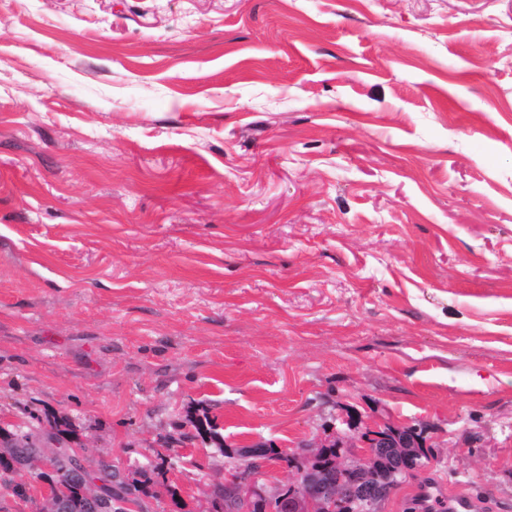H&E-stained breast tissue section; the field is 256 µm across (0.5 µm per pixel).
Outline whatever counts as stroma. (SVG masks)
Returning <instances> with one entry per match:
<instances>
[{"label":"stroma","instance_id":"stroma-1","mask_svg":"<svg viewBox=\"0 0 512 512\" xmlns=\"http://www.w3.org/2000/svg\"><path fill=\"white\" fill-rule=\"evenodd\" d=\"M349 412L512 512V0H0V428L203 512Z\"/></svg>","mask_w":512,"mask_h":512}]
</instances>
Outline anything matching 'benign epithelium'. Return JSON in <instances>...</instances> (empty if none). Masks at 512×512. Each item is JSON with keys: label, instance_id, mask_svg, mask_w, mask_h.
Returning <instances> with one entry per match:
<instances>
[{"label": "benign epithelium", "instance_id": "benign-epithelium-1", "mask_svg": "<svg viewBox=\"0 0 512 512\" xmlns=\"http://www.w3.org/2000/svg\"><path fill=\"white\" fill-rule=\"evenodd\" d=\"M358 442L365 448L360 460L348 461L340 455L331 470L303 468L298 481L281 484L271 494L257 479L269 456L258 445L244 448L239 452L244 465L234 468L224 485L209 490L205 512H278L277 505L287 500L297 504L295 512H343L350 503L358 505L361 512H380L397 480L381 478L379 469L386 466L399 477L415 469L416 456L424 447L422 429L376 425L366 428ZM65 457L67 464L60 471L56 454L45 450L39 458L44 472L57 475L47 481L48 496L41 512H62V499L69 496L72 485L80 483L84 486V507L89 512H133L141 508L130 496L121 501L112 498V482H125L127 478L119 473L111 477L103 471L109 460L103 458L91 467L79 448L68 449Z\"/></svg>", "mask_w": 512, "mask_h": 512}]
</instances>
